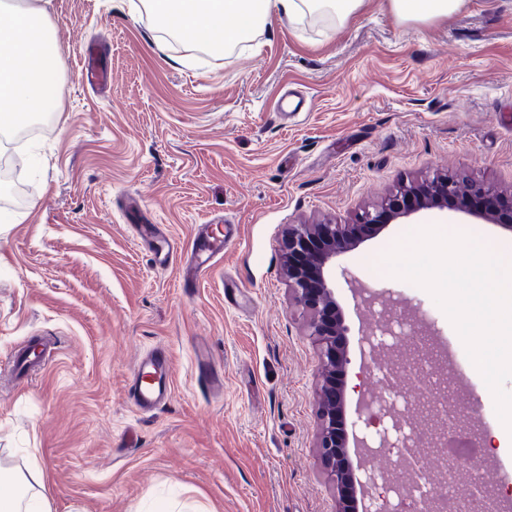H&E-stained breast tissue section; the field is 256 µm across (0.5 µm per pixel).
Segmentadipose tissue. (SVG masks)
I'll return each instance as SVG.
<instances>
[{"instance_id":"obj_1","label":"adipose tissue","mask_w":512,"mask_h":512,"mask_svg":"<svg viewBox=\"0 0 512 512\" xmlns=\"http://www.w3.org/2000/svg\"><path fill=\"white\" fill-rule=\"evenodd\" d=\"M150 12L160 14L174 35L195 43L226 49L247 40L274 17L303 23L309 15L343 21L363 0H143ZM465 0H388L392 12L403 21L429 22L458 11ZM9 14L0 25V43L10 54H0V132L25 124L44 112L48 97H62L65 86L58 75L63 67L52 41L42 35L38 22L44 7L28 0H0Z\"/></svg>"}]
</instances>
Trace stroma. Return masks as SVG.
<instances>
[{"mask_svg":"<svg viewBox=\"0 0 512 512\" xmlns=\"http://www.w3.org/2000/svg\"><path fill=\"white\" fill-rule=\"evenodd\" d=\"M64 62L23 141L26 190L0 196V372L21 343L55 337L33 379L0 384V469L39 466L51 512H335L315 448L318 356L282 271L291 224L354 223L401 184L441 172L512 190V0H465L427 25L365 0L343 23L276 17L215 53L166 35L130 0H51ZM112 69L80 80L86 42ZM189 248L207 221L235 239L183 287L137 243L133 210ZM436 225L512 259V231L450 209L420 211L340 257L382 302L417 308L427 334L470 360L428 292L384 254ZM349 385L417 399L424 373L379 376L359 349L368 317L343 277ZM164 345L172 397L138 413L127 386ZM205 347L220 393L197 383Z\"/></svg>","mask_w":512,"mask_h":512,"instance_id":"35a3bbf8","label":"stroma"}]
</instances>
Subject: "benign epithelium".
I'll return each mask as SVG.
<instances>
[{
  "label": "benign epithelium",
  "mask_w": 512,
  "mask_h": 512,
  "mask_svg": "<svg viewBox=\"0 0 512 512\" xmlns=\"http://www.w3.org/2000/svg\"><path fill=\"white\" fill-rule=\"evenodd\" d=\"M503 192L482 183L471 182L460 190V181L435 175L421 183L406 185L391 194L378 208L360 213L354 224H290L282 242L283 265L296 302L310 314V336L318 348V392L316 448L321 462L336 489V512H387V499L377 497L376 480L365 469L375 445L389 444L388 431L380 441L371 440L361 427L368 409L366 398L354 403L355 419L346 415V376L350 363L345 327L336 306L334 273L336 259L357 249L366 237L364 226L377 234L388 224L427 209L454 206L460 213L512 228V211L503 216L494 196ZM341 274L355 305L368 303L373 290L347 269Z\"/></svg>",
  "instance_id": "1"
}]
</instances>
